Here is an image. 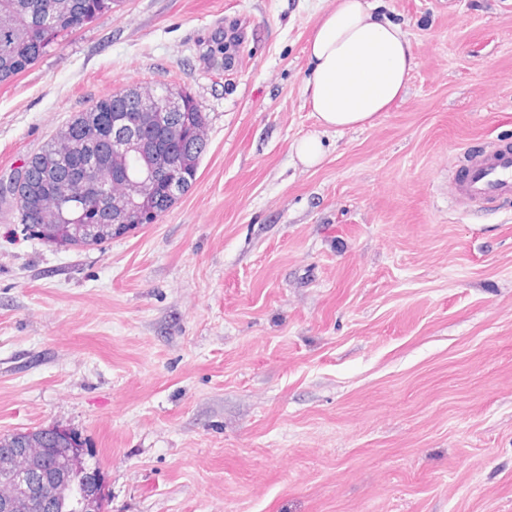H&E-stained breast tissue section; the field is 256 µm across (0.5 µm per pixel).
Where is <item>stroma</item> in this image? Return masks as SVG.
<instances>
[{
	"instance_id": "1",
	"label": "stroma",
	"mask_w": 512,
	"mask_h": 512,
	"mask_svg": "<svg viewBox=\"0 0 512 512\" xmlns=\"http://www.w3.org/2000/svg\"><path fill=\"white\" fill-rule=\"evenodd\" d=\"M333 5L116 0L0 83L2 183L122 89L208 116L189 190L103 245L0 202V435L76 434L105 512H512V208L448 203L465 147L512 142V0H380L406 94L325 133L304 48ZM294 153L307 166L317 164L323 157L322 141L316 135L304 137L293 145Z\"/></svg>"
}]
</instances>
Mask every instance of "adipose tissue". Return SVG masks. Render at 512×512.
I'll list each match as a JSON object with an SVG mask.
<instances>
[{"mask_svg":"<svg viewBox=\"0 0 512 512\" xmlns=\"http://www.w3.org/2000/svg\"><path fill=\"white\" fill-rule=\"evenodd\" d=\"M305 52L306 102L327 131L373 125L403 98L416 66L407 34L372 0H336Z\"/></svg>","mask_w":512,"mask_h":512,"instance_id":"obj_1","label":"adipose tissue"}]
</instances>
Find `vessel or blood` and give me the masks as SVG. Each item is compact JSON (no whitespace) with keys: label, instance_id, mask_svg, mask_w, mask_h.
I'll use <instances>...</instances> for the list:
<instances>
[{"label":"vessel or blood","instance_id":"b4317fda","mask_svg":"<svg viewBox=\"0 0 512 512\" xmlns=\"http://www.w3.org/2000/svg\"><path fill=\"white\" fill-rule=\"evenodd\" d=\"M450 202L469 208L512 202V145L498 144L470 152L448 180Z\"/></svg>","mask_w":512,"mask_h":512}]
</instances>
